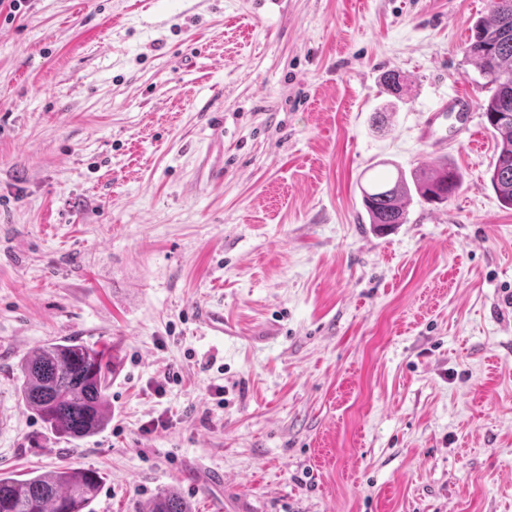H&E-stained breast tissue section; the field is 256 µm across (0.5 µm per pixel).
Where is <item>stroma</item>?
<instances>
[{
    "label": "stroma",
    "instance_id": "stroma-1",
    "mask_svg": "<svg viewBox=\"0 0 512 512\" xmlns=\"http://www.w3.org/2000/svg\"><path fill=\"white\" fill-rule=\"evenodd\" d=\"M488 13L1 6L0 472L100 470L95 512L167 489L193 512H512V209L465 53ZM458 91L469 130L419 140ZM443 162L448 202L371 228L362 186ZM74 336L112 350V416L67 440L20 364Z\"/></svg>",
    "mask_w": 512,
    "mask_h": 512
}]
</instances>
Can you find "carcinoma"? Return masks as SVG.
I'll return each mask as SVG.
<instances>
[{
  "instance_id": "cac0c4a2",
  "label": "carcinoma",
  "mask_w": 512,
  "mask_h": 512,
  "mask_svg": "<svg viewBox=\"0 0 512 512\" xmlns=\"http://www.w3.org/2000/svg\"><path fill=\"white\" fill-rule=\"evenodd\" d=\"M488 93L482 104L487 129L497 139L490 182L506 208H512V0H490L488 17L479 21L466 47ZM407 180L397 171L393 182L362 190L370 223L379 230L406 221L404 200L415 186L427 203H444L460 185L458 171L446 163L418 168ZM112 354L72 338L46 342L21 362L20 397L51 432L66 439L91 437L108 424V388ZM105 480L98 470L61 466L54 471L17 478L0 473V512H93ZM146 512H191L175 489L157 495Z\"/></svg>"
}]
</instances>
